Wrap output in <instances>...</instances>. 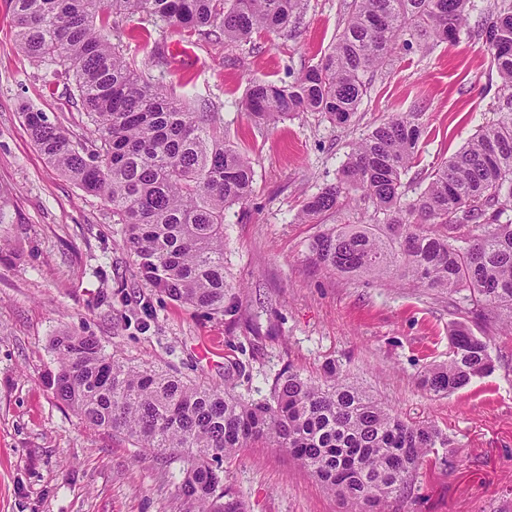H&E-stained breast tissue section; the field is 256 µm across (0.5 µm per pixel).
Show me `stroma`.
<instances>
[{"label":"stroma","instance_id":"stroma-1","mask_svg":"<svg viewBox=\"0 0 512 512\" xmlns=\"http://www.w3.org/2000/svg\"><path fill=\"white\" fill-rule=\"evenodd\" d=\"M351 3L304 0L291 32L257 34L244 46L136 15L123 21L133 66L191 108L218 106L227 138L252 161V193L224 220L229 311L208 315L142 280L111 206L64 177L32 142L21 105L76 139L90 122L70 81L45 80L19 50L12 5L0 0V512H186L187 456L136 448L127 434L89 426L56 397L51 341L63 332L98 337L120 360L212 387L234 374L237 393L254 399L269 396L284 367L318 381L323 365L335 362L341 378L448 438L390 512H512V333L472 315L468 291L434 295L313 261L309 244L323 227L370 223V210L346 206L319 225L297 219L303 200L334 183L353 144L390 113H420V167L458 151L498 105L500 80L485 44L394 53L346 126L300 112L260 128L239 107L249 80L288 85L316 65ZM462 319L491 338L495 369L451 395H433L420 377L447 361L448 331ZM223 470L225 489L246 512H347L267 442L240 449Z\"/></svg>","mask_w":512,"mask_h":512}]
</instances>
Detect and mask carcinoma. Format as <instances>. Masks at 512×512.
Returning <instances> with one entry per match:
<instances>
[{"mask_svg":"<svg viewBox=\"0 0 512 512\" xmlns=\"http://www.w3.org/2000/svg\"><path fill=\"white\" fill-rule=\"evenodd\" d=\"M16 41L30 59L71 76L94 129L88 141L30 106L22 108L45 160L84 192L112 205L123 245L141 275L169 299L224 312L232 284L224 271V214L252 192L246 150L224 137L219 113L196 112L140 75L112 43L116 19L140 15L173 29L245 45L261 32H286L302 0H11ZM474 0H353L342 31L320 62L293 84L251 81L242 109L257 126L296 112H320L337 126L357 112L370 82L398 49L454 43L461 33L489 45L503 95L491 121L449 160L403 179L424 133L418 112H396L351 148L341 175L306 198L297 218L313 223L349 198L369 202L376 223L338 224L309 250L320 265L366 279L412 280L432 292L470 291L478 316L512 330V0L475 27ZM52 387L81 420L125 432L138 448L182 450L194 464L180 485L197 512H245L223 488L219 463L264 440L299 461L349 512H388L430 449L445 445L431 424H413L341 380L336 366L316 383L279 373L270 396L246 399L187 382L150 365H131L94 336L53 342ZM490 340L464 322L450 335L448 361L421 385L451 394L495 368Z\"/></svg>","mask_w":512,"mask_h":512,"instance_id":"obj_1","label":"carcinoma"}]
</instances>
